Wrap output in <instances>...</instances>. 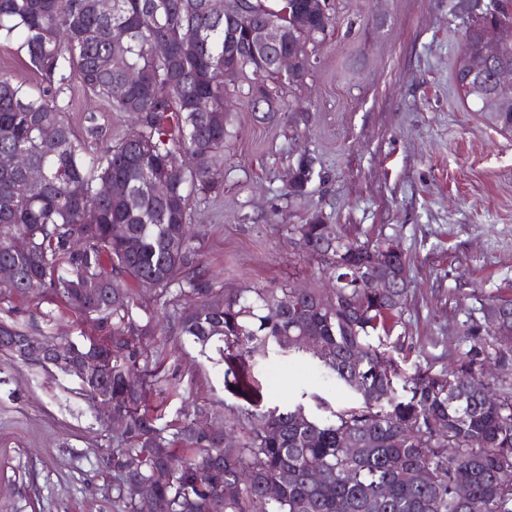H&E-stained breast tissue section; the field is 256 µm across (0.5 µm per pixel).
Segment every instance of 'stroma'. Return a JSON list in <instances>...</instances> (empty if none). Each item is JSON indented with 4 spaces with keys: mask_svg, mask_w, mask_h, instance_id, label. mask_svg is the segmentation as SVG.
Returning <instances> with one entry per match:
<instances>
[{
    "mask_svg": "<svg viewBox=\"0 0 512 512\" xmlns=\"http://www.w3.org/2000/svg\"><path fill=\"white\" fill-rule=\"evenodd\" d=\"M455 0H339V19L312 70L288 97L294 120H256L245 92L228 98L235 138L224 152V193L200 208V258L229 291L307 287L316 261L271 225L274 209L303 224L317 212L352 237H394L409 279L396 328L410 363L438 372L469 348L468 318L485 298H512V133L463 103L454 79L465 25ZM76 124L94 117L115 136L130 119L65 92ZM318 173L288 198L302 154ZM183 396L167 411L204 406L219 415L236 399L224 368L190 343L166 361ZM267 406L286 407L321 386L308 366L280 357L251 368ZM56 369L18 364L0 374V512H113L103 456L113 434Z\"/></svg>",
    "mask_w": 512,
    "mask_h": 512,
    "instance_id": "obj_1",
    "label": "stroma"
}]
</instances>
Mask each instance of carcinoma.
<instances>
[{
    "label": "carcinoma",
    "instance_id": "obj_1",
    "mask_svg": "<svg viewBox=\"0 0 512 512\" xmlns=\"http://www.w3.org/2000/svg\"><path fill=\"white\" fill-rule=\"evenodd\" d=\"M0 0V38L15 40L41 82L27 86L0 72V266L14 269L0 302L29 293L96 322L100 334L62 341L79 359L96 350L112 359L114 410L125 419L107 452L116 512H155L133 494L150 482L169 512H512V383L487 396L491 364L512 353V300L491 299L496 324L466 322L470 347L448 368H404L405 337L394 335L407 299L395 306L369 288L382 264L407 270L390 252L388 236L360 241L320 214L285 224L288 239L316 260L319 288L269 286L244 294L215 287L202 269L192 227L195 211L224 192V149L232 118L226 98L250 80L248 95L266 88L262 119L284 115L285 89L299 85L315 51L302 56L282 82L250 34L271 24L280 49L293 51L295 30L321 35L336 24L331 4L319 0H227L240 17L231 36L208 0ZM470 17L460 51L469 69L490 84L512 68V43L497 58L485 53L487 24L512 25L506 0H489L472 15L467 0L454 5ZM127 37L116 42L112 28ZM163 40L166 56L151 45ZM135 71L140 84L117 97L112 86ZM77 75L88 98L128 114L133 129L112 138L94 122L76 127L61 94ZM479 88L465 97L503 132L512 112L484 111ZM105 142L99 149L90 143ZM23 154L26 170L15 167ZM314 158L290 169L288 196L300 198L315 179ZM29 183L23 197L14 183ZM163 181L166 198L152 192ZM119 183L122 191L100 192ZM125 226L127 238L112 235ZM158 301L155 307L144 295ZM182 338L202 356L224 361V386L241 400L224 407V429L198 431L182 411L162 422L160 411L179 394L175 377L161 374L167 338ZM312 336L319 351L301 338ZM36 335L18 321L0 320V361L38 366ZM311 363L319 378L347 390L338 407L319 391H304L286 408L264 407L247 376L256 354ZM361 444L351 455L345 445ZM322 470L320 481L310 473ZM425 471L428 481L413 480ZM465 484L466 497L456 488Z\"/></svg>",
    "mask_w": 512,
    "mask_h": 512
}]
</instances>
